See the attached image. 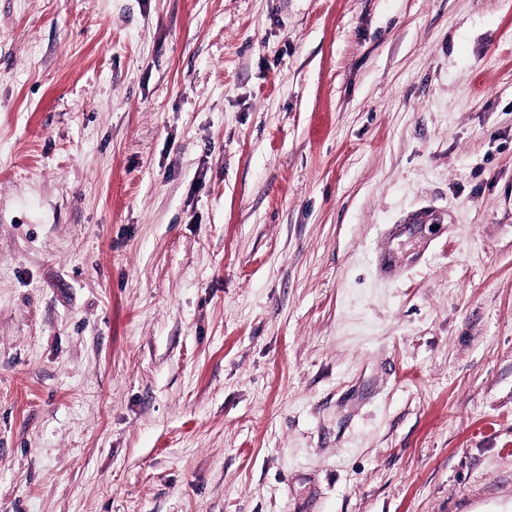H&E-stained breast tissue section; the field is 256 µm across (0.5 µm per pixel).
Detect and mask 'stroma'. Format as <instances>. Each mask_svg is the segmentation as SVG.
<instances>
[{
  "label": "stroma",
  "mask_w": 512,
  "mask_h": 512,
  "mask_svg": "<svg viewBox=\"0 0 512 512\" xmlns=\"http://www.w3.org/2000/svg\"><path fill=\"white\" fill-rule=\"evenodd\" d=\"M0 512H512V0H0Z\"/></svg>",
  "instance_id": "35a3bbf8"
}]
</instances>
